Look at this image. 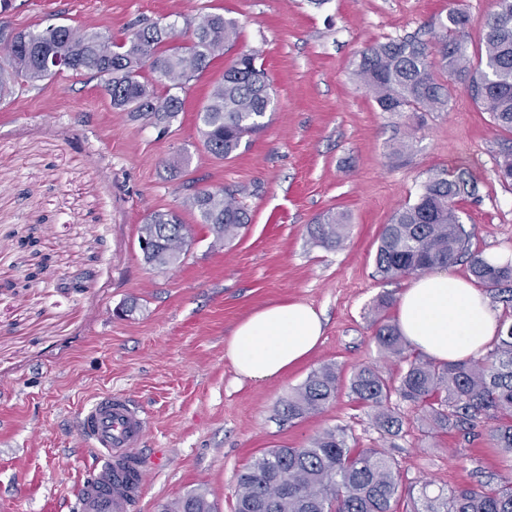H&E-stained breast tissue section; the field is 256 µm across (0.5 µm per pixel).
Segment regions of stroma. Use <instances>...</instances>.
Instances as JSON below:
<instances>
[{
	"label": "stroma",
	"instance_id": "obj_1",
	"mask_svg": "<svg viewBox=\"0 0 512 512\" xmlns=\"http://www.w3.org/2000/svg\"><path fill=\"white\" fill-rule=\"evenodd\" d=\"M455 7L479 46L494 0H15L7 21L17 30L54 18L119 40L143 17L216 12L239 35L189 83L164 130L113 109L99 80L68 72L0 102V512H74L95 465L78 414L106 392L130 395L152 421L147 486L132 512H162L194 490L214 512H234L237 475L253 457L337 426L350 445L394 458L415 498L425 485L447 492L507 477L487 425L468 438L431 436L420 410L396 396V437L346 388L320 413L279 414L323 364L345 381L365 365L402 369L379 354L371 308L410 280L379 279L374 258L383 225L430 177L469 173L477 189L459 216L471 250H512V181L497 167L512 133L454 79L447 111L384 112L352 74L374 42H434ZM244 51L257 55L271 106L264 128L222 159L205 149L197 112ZM408 138L412 149L397 152ZM222 186L238 190L251 221L217 245L184 201ZM167 210L181 213L192 240L179 264L158 269L142 257L138 228ZM329 211L349 218L335 250L310 233ZM287 301L323 311L321 344L284 374L238 381L226 339L254 311Z\"/></svg>",
	"mask_w": 512,
	"mask_h": 512
}]
</instances>
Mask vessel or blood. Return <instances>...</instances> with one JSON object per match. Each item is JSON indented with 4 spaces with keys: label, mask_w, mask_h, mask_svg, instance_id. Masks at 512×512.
Here are the masks:
<instances>
[{
    "label": "vessel or blood",
    "mask_w": 512,
    "mask_h": 512,
    "mask_svg": "<svg viewBox=\"0 0 512 512\" xmlns=\"http://www.w3.org/2000/svg\"><path fill=\"white\" fill-rule=\"evenodd\" d=\"M150 421L121 393H104L82 408L77 430L97 463L77 496L78 512H130L143 493V444Z\"/></svg>",
    "instance_id": "1"
}]
</instances>
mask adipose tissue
<instances>
[{
	"label": "adipose tissue",
	"mask_w": 512,
	"mask_h": 512,
	"mask_svg": "<svg viewBox=\"0 0 512 512\" xmlns=\"http://www.w3.org/2000/svg\"><path fill=\"white\" fill-rule=\"evenodd\" d=\"M397 321L416 349L439 362L478 359L499 330L485 295L445 271L416 277L404 289ZM323 332L322 314L312 305L272 303L236 325L224 354L238 377L268 379L307 358L321 343Z\"/></svg>",
	"instance_id": "ef3b65f1"
}]
</instances>
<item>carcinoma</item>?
<instances>
[{"label":"carcinoma","mask_w":512,"mask_h":512,"mask_svg":"<svg viewBox=\"0 0 512 512\" xmlns=\"http://www.w3.org/2000/svg\"><path fill=\"white\" fill-rule=\"evenodd\" d=\"M466 14L451 10L438 21L442 31L433 51L415 36L388 39L365 47L354 76L384 112H442L448 91L436 70L465 84L473 101L489 113L499 129L512 132V0H497L489 13L480 47L465 36ZM134 33L119 42L106 33L49 23L17 31L0 20V98L17 85L37 83L69 71L100 80L112 107L169 125L182 111L178 92L238 38V24L220 13L186 23L188 41L177 44L175 24L139 19ZM65 61L56 68L47 57ZM165 88V93L158 88ZM271 105L265 73L254 53H242L224 70L197 113L205 149L230 157L242 139L264 126ZM475 192L463 174L448 171L423 185L417 198L396 210L384 225L375 256V274L384 280L419 275L448 267L463 256L477 283L512 309V261L495 266L468 248L470 234L457 204ZM217 242L232 241L250 215L226 188L198 189L185 200ZM348 218L327 213L314 225V237L327 249L344 241ZM138 240L156 242L146 263L170 266L169 255L182 258L189 245L188 225L174 211H157L140 225ZM379 353L406 363L396 378L373 365L356 371L349 390L374 409L379 430L396 436L401 417L390 406L396 394L421 410L431 430L471 435L481 423L493 422L490 436L505 466L512 469V323L501 332L483 362L439 364L409 352L411 344L398 325L374 320ZM341 376L333 364L310 373L282 402L281 416L292 421L322 410L336 399ZM396 464L377 448L355 449L344 429L324 430L301 448H272L254 457L239 474L234 512H396L402 489ZM423 496L422 512H512V479L461 487ZM166 512H213L202 493L170 503Z\"/></svg>","instance_id":"obj_1"}]
</instances>
